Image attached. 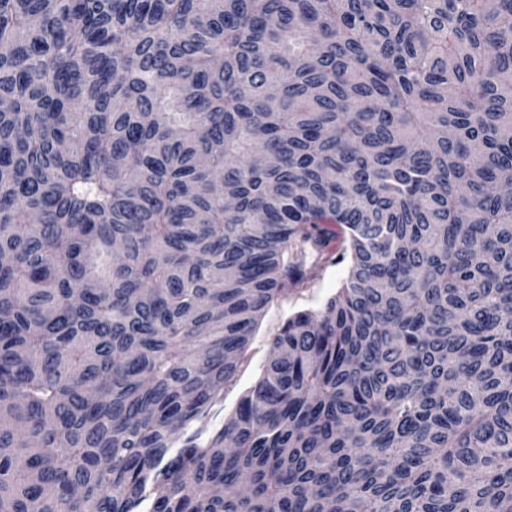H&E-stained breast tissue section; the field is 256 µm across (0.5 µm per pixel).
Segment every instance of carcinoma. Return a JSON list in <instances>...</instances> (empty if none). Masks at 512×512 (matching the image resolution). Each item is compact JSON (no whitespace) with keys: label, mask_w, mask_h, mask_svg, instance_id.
I'll return each instance as SVG.
<instances>
[{"label":"carcinoma","mask_w":512,"mask_h":512,"mask_svg":"<svg viewBox=\"0 0 512 512\" xmlns=\"http://www.w3.org/2000/svg\"><path fill=\"white\" fill-rule=\"evenodd\" d=\"M1 44L0 512H512V0H0ZM325 257L320 261L318 275L302 288L288 290L267 308L256 335L248 347L238 378L224 389V399L214 403L199 420L186 431L183 438L195 435L199 441L217 432L229 419L245 392L261 375L270 356V341L286 319L300 311L316 312L323 308L329 298L336 295L347 274V259L341 258L339 242L331 243Z\"/></svg>","instance_id":"obj_1"}]
</instances>
